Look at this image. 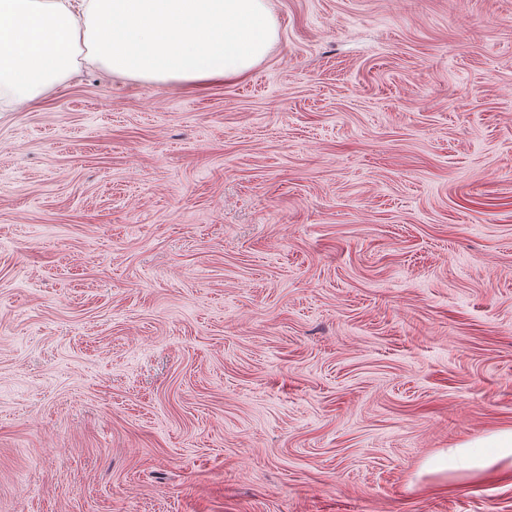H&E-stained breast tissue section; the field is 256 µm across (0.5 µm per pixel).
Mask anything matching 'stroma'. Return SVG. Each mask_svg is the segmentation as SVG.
I'll return each instance as SVG.
<instances>
[{"mask_svg": "<svg viewBox=\"0 0 512 512\" xmlns=\"http://www.w3.org/2000/svg\"><path fill=\"white\" fill-rule=\"evenodd\" d=\"M269 6L0 112V512H512V0ZM493 466L512 469V428L491 433L476 443L441 451L425 464L429 472L459 471L478 478Z\"/></svg>", "mask_w": 512, "mask_h": 512, "instance_id": "1", "label": "stroma"}]
</instances>
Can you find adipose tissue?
<instances>
[{
	"label": "adipose tissue",
	"mask_w": 512,
	"mask_h": 512,
	"mask_svg": "<svg viewBox=\"0 0 512 512\" xmlns=\"http://www.w3.org/2000/svg\"><path fill=\"white\" fill-rule=\"evenodd\" d=\"M277 37L267 0H0V112L81 64L132 80L203 86L244 76ZM512 469V428L440 452L430 472Z\"/></svg>",
	"instance_id": "ef3b65f1"
}]
</instances>
